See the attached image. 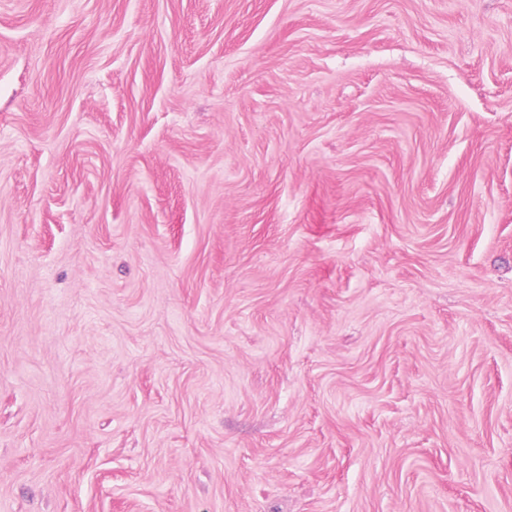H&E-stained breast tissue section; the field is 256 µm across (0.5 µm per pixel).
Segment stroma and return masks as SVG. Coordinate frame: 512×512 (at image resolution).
I'll list each match as a JSON object with an SVG mask.
<instances>
[{"label":"stroma","mask_w":512,"mask_h":512,"mask_svg":"<svg viewBox=\"0 0 512 512\" xmlns=\"http://www.w3.org/2000/svg\"><path fill=\"white\" fill-rule=\"evenodd\" d=\"M0 512H512V0H0Z\"/></svg>","instance_id":"stroma-1"}]
</instances>
